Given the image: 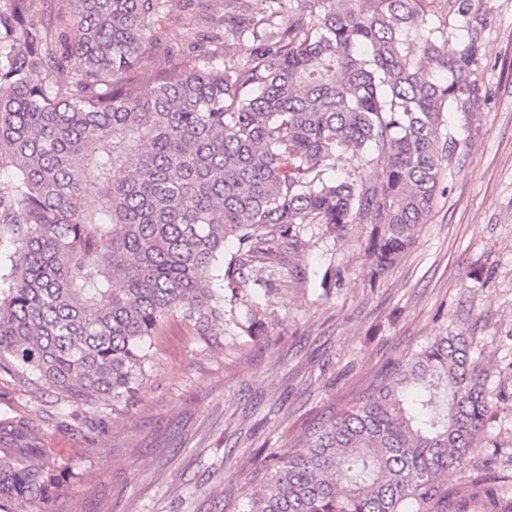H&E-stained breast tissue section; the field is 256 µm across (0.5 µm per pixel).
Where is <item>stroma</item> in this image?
<instances>
[{"label":"stroma","instance_id":"1","mask_svg":"<svg viewBox=\"0 0 512 512\" xmlns=\"http://www.w3.org/2000/svg\"><path fill=\"white\" fill-rule=\"evenodd\" d=\"M484 61L466 141L413 245L379 281L361 249L369 227L300 229L288 267L234 285L223 334L169 319L131 398L69 402L31 374L0 368V419L21 417L66 469L62 512H243L269 458L342 411L386 363L437 336L481 350L492 417L477 447L439 478L470 512L475 484L512 493V0H470ZM154 68L194 31L171 10L154 31Z\"/></svg>","mask_w":512,"mask_h":512}]
</instances>
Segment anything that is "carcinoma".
Wrapping results in <instances>:
<instances>
[{
    "mask_svg": "<svg viewBox=\"0 0 512 512\" xmlns=\"http://www.w3.org/2000/svg\"><path fill=\"white\" fill-rule=\"evenodd\" d=\"M0 10V363L70 399L134 395L176 316L224 329V271L273 272L303 224L370 226V278L412 245L462 148L446 114L479 100L469 0H199L195 39L139 91L162 14L189 0H8ZM467 31L455 48L453 23ZM245 37L257 43L237 55ZM374 181L320 178L337 148ZM480 351L437 336L273 456L246 512H468L438 482L492 409ZM28 423L0 420V436ZM33 444L0 459V502L59 512ZM482 512L512 499L475 488Z\"/></svg>",
    "mask_w": 512,
    "mask_h": 512,
    "instance_id": "obj_1",
    "label": "carcinoma"
}]
</instances>
